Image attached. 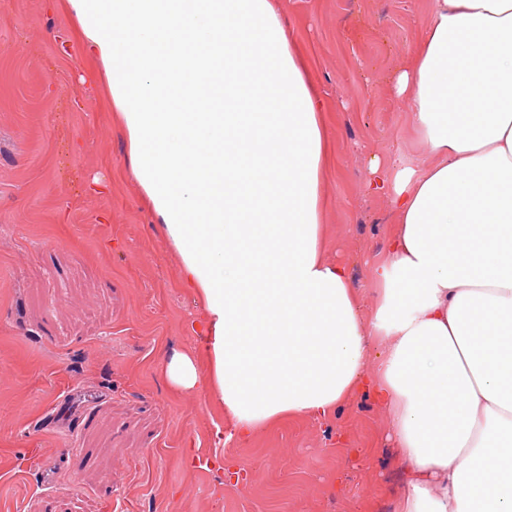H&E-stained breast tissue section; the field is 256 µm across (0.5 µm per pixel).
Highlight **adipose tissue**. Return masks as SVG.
I'll use <instances>...</instances> for the list:
<instances>
[{
    "instance_id": "ef3b65f1",
    "label": "adipose tissue",
    "mask_w": 512,
    "mask_h": 512,
    "mask_svg": "<svg viewBox=\"0 0 512 512\" xmlns=\"http://www.w3.org/2000/svg\"><path fill=\"white\" fill-rule=\"evenodd\" d=\"M100 60L144 201L205 309L233 434L388 409L407 477L392 512H512V0H433L393 74L430 163L389 170L397 226L365 308L319 242L327 153L306 61L272 0H65Z\"/></svg>"
}]
</instances>
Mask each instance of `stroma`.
Masks as SVG:
<instances>
[{"mask_svg": "<svg viewBox=\"0 0 512 512\" xmlns=\"http://www.w3.org/2000/svg\"><path fill=\"white\" fill-rule=\"evenodd\" d=\"M272 3L322 104L323 255L364 292L395 228L369 161L430 158L389 81L431 0ZM127 155L74 16L0 0V512H387L404 463L372 393L232 439L169 385L204 312Z\"/></svg>", "mask_w": 512, "mask_h": 512, "instance_id": "obj_1", "label": "stroma"}]
</instances>
